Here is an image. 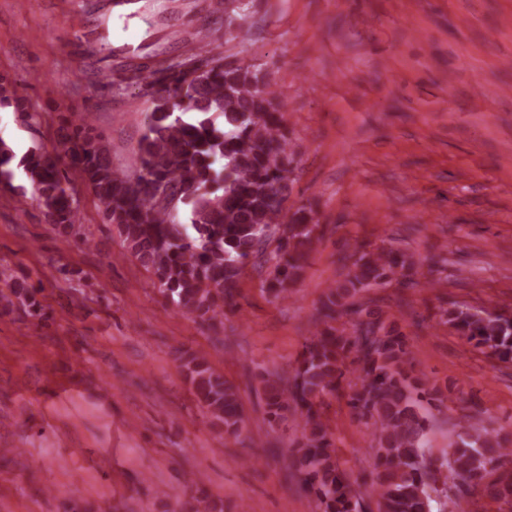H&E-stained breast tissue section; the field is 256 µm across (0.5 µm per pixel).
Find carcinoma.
<instances>
[{"mask_svg":"<svg viewBox=\"0 0 512 512\" xmlns=\"http://www.w3.org/2000/svg\"><path fill=\"white\" fill-rule=\"evenodd\" d=\"M198 64L205 68L201 77L195 75ZM138 83L151 91L152 106L134 175L112 165L104 141L78 116L60 155L33 148L19 157L0 140V184H11L14 169H23L51 224L72 230L80 212L63 187L60 158L67 157L160 293L212 328L222 323L224 304L233 300L252 260L266 268L262 287L286 296L324 231L306 206L290 204L295 153L272 83L253 65L226 62L217 47L169 58L144 70ZM166 189L177 200L174 208L155 202ZM346 260L344 277L327 286L316 330L291 378L262 376L266 413L271 421L287 413L300 420L298 483L322 512H363L336 457L325 412V399L349 386L348 406L375 429L374 492L382 512H430L429 491L441 471L423 461L427 419L420 409L440 399V391L413 375L407 336L355 301L361 293L410 280L415 260L384 246ZM16 301L41 316L28 288L5 284L0 304ZM443 318L464 343L512 362V315L447 309ZM183 367L211 420L239 436L243 415L236 387L201 351L186 354ZM511 461L512 448L499 434H472L464 426L450 448L448 468L469 486ZM490 496L512 505V471L491 486ZM180 510L217 512V505L194 498Z\"/></svg>","mask_w":512,"mask_h":512,"instance_id":"cac0c4a2","label":"carcinoma"}]
</instances>
